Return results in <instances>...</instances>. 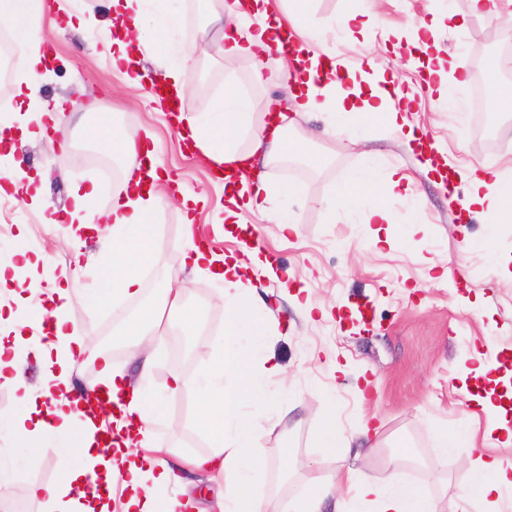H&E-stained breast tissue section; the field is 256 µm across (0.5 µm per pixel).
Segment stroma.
Instances as JSON below:
<instances>
[{
	"label": "stroma",
	"instance_id": "1",
	"mask_svg": "<svg viewBox=\"0 0 512 512\" xmlns=\"http://www.w3.org/2000/svg\"><path fill=\"white\" fill-rule=\"evenodd\" d=\"M48 2L50 20L43 23L41 35L51 66L43 71L38 96L53 108L54 116L45 122V139L25 144L13 157L41 180L50 207L0 197V256L30 248L45 256L21 296L29 305L38 304L55 283H80L68 307L70 327L88 340L96 355L76 357L74 382L84 387L97 381L102 356L122 370L130 384L140 380L138 358L116 335L134 315L137 302L122 297L101 302L93 290L100 266L98 240L73 248L68 225L49 221L50 209L70 208L72 186L96 185V204L102 209L122 189L123 162L103 153L73 115L74 108L105 96L115 130L140 132V145L153 151L158 174L162 180H175L179 196L157 216L161 246L144 267L142 298L159 300L167 273L181 267L182 227L188 217L194 220L197 242L227 255L254 250L267 262L266 267L249 270L247 278L258 301L279 320L268 345L284 377L271 379L269 387L275 390L284 383L289 389L287 413L272 411L257 441L263 465L253 488L266 501L267 512H288L294 484L346 468L383 482L412 476L435 498L438 512H460L471 480L465 466L469 451L456 448L440 456L434 435L440 430L456 433L465 424L479 435L491 427L486 411L468 413L474 390L486 384L473 373V353L486 354L501 370L512 371V278L498 269L499 263L512 262V223L491 231L486 217L473 214L461 221L460 200L451 199L434 174L423 172L403 139L378 128L357 136L340 127L330 134L314 114L299 121L290 134L306 139L310 149L323 156L320 168H310L298 158L279 165L257 158L246 173L250 185L261 174L272 183L304 185L303 196L285 202L300 219L298 233L282 235L277 225L247 211L243 219L250 234H226L223 185L212 181L200 154L179 139L165 108L151 93L160 75L155 57L138 52L143 77L139 84L129 83L124 63L113 62L112 45L98 33L106 0ZM231 2L212 0L206 7L201 0H172L182 15L184 44L191 56L180 76L184 114L211 111L228 84L251 99L254 111H263L266 101L275 99L280 110L294 114L298 80L287 73L280 54L266 57L267 82L259 87L251 82L250 59H225L215 35L199 37L205 9L219 11ZM368 7L374 19L364 32L335 41L344 68L354 69L363 53H372L370 75L395 76L403 90L413 92L408 118L448 164L487 163L493 172L511 171L512 112L498 113L491 134L428 89L439 81L434 74L439 66L459 61L471 70L482 58L497 59L512 83V41L505 39L504 26L474 14L469 0H369ZM416 33L428 43L426 53H414L411 37ZM28 105L17 77L0 81V136L11 137ZM378 152L410 178L408 193L391 204L393 238L410 239L403 249L372 244L362 211L333 216L321 204L349 171L367 167ZM185 197L194 200L187 209L181 204ZM415 214L422 222L414 230L408 219ZM488 234L493 237L490 251L463 253L464 237ZM460 258L465 273L444 275V267ZM183 279L184 296L196 306L199 320L185 335V354L177 353L173 341H165L150 380L164 421L155 439L171 463L206 453L211 438L198 423L205 399L170 393L171 376L207 367L218 356L224 337V304L216 283L202 273L188 272ZM302 288L330 310L329 318L311 322L303 316L294 302ZM363 303L371 309L366 324L347 315ZM23 410L20 392L0 387V450L8 454L11 467L9 480L0 483V498L8 499L15 512H49L45 503L28 498L27 488L55 479L56 458L40 462L32 459L30 449L16 447L10 420ZM331 414L350 434L367 423L376 433V447H354L335 456L315 447L313 437ZM394 454L402 457L395 469L388 465Z\"/></svg>",
	"mask_w": 512,
	"mask_h": 512
}]
</instances>
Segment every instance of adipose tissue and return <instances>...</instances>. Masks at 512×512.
Here are the masks:
<instances>
[{"label": "adipose tissue", "mask_w": 512, "mask_h": 512, "mask_svg": "<svg viewBox=\"0 0 512 512\" xmlns=\"http://www.w3.org/2000/svg\"><path fill=\"white\" fill-rule=\"evenodd\" d=\"M111 19L102 22L103 39L114 45L118 57L129 60L132 47L152 49L160 57V67L167 88L182 95L179 79L188 55L178 48L175 36L181 19L168 0H110ZM312 0H289L287 20L303 42L328 44L336 30H350L352 23L367 15L366 0H349L344 13L315 24ZM269 0H235L227 15H216L215 24L230 23L237 38L224 54L228 57L252 58L251 79L264 82L261 53L271 51L275 41L269 23ZM46 0H0V21H7L12 33L14 54L20 66V79L30 95H37L43 61L39 27L48 15ZM293 67L302 68L307 78L298 104L300 114L319 111L330 125L362 128L382 124L392 133H403L408 120L388 88L372 85L369 93L360 88H345L341 82H317V56L291 55ZM96 117V137L100 147L113 158L135 160L137 136L115 132L112 114L104 99L88 106ZM196 149L216 173L246 169L256 155L267 162L305 158L314 168L321 167V155L307 152L304 140L291 138V122L281 113H255L251 102L232 85L225 86L223 97L212 112L204 116L184 117ZM251 133L250 146H243V133ZM405 173L400 168L386 170L380 178L371 173L354 171L335 185L325 205L336 211L357 203L367 204L368 222H390V199L404 188ZM466 190L465 207L477 208L492 224L512 222V176L488 177L485 172L469 168L459 174ZM96 187L77 185L71 191L72 207L64 219L73 225V243L81 245L83 235L97 225L112 227L101 250L102 279L100 296L115 293L140 297L141 267L155 253L159 242L155 217L167 201L159 185L155 165L129 171L124 176V191L116 195L107 209L93 208ZM294 183L271 185L258 179L247 206L267 215L282 232L296 231L295 214L274 208L277 198L301 194ZM184 261L192 271L210 274L221 284L219 296L225 305L224 354L213 361L202 375L177 374L171 379V392L202 393L208 398L204 423L218 422L219 432L209 451L187 459L188 467L217 474L225 484L217 501L219 512H264V502L252 489V475L261 466L255 448L265 416L278 403L267 393V382L281 372V367L266 354V339L275 327L242 282L236 265L226 264L217 253L200 249L194 242L192 224L183 229ZM71 287L52 288L46 303L30 308L25 316L0 314V387L21 390L29 412L21 414L14 436L19 446L38 448L40 456L60 448L71 449L70 460L61 464L55 482L29 486L30 498L48 504H60L66 512H111L112 489L122 484L127 491L123 512H194L192 499L168 496L170 488L183 482L179 468L140 457L139 451L153 445V428L161 419L157 404L149 391L131 387L123 375L104 364L99 382L75 392L71 364L75 355L90 352V344L74 336L64 314L71 299ZM156 309L142 304L139 314L128 322L125 333L132 347L143 354L144 369H151L157 359L152 348L155 339ZM32 326L38 337L32 349H25L22 330ZM35 354L43 365L38 386L29 385L22 375L27 354ZM109 394L116 408L101 415L88 407L89 401ZM458 440L470 448L468 468L472 475L470 496L493 505L512 491V463L492 454L474 452L475 438L462 430ZM353 488V512H436V503L421 486L407 487L392 481L381 485L365 480L353 483L351 474L337 476L335 483L317 477L294 486L289 512H322V505L332 488Z\"/></svg>", "instance_id": "adipose-tissue-1"}]
</instances>
